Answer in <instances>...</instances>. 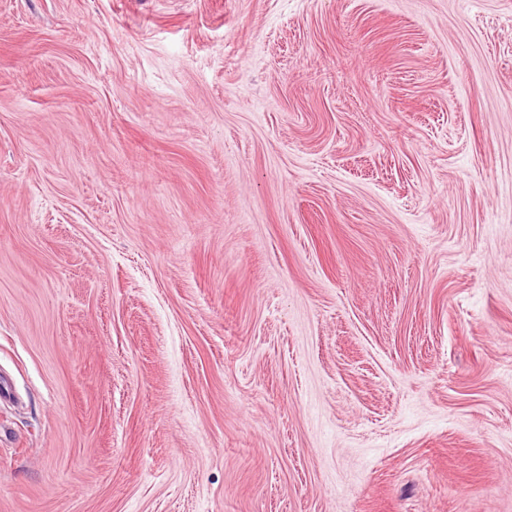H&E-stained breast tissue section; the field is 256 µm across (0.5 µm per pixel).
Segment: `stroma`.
<instances>
[{
    "instance_id": "35a3bbf8",
    "label": "stroma",
    "mask_w": 512,
    "mask_h": 512,
    "mask_svg": "<svg viewBox=\"0 0 512 512\" xmlns=\"http://www.w3.org/2000/svg\"><path fill=\"white\" fill-rule=\"evenodd\" d=\"M0 512H512V0H0Z\"/></svg>"
}]
</instances>
